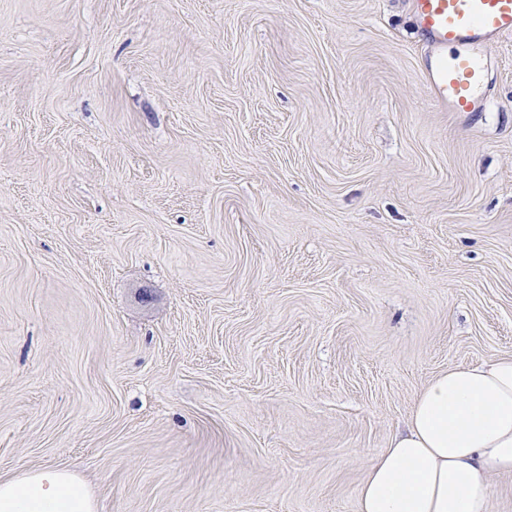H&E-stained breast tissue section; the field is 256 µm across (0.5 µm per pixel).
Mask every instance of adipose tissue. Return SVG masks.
<instances>
[{
  "mask_svg": "<svg viewBox=\"0 0 512 512\" xmlns=\"http://www.w3.org/2000/svg\"><path fill=\"white\" fill-rule=\"evenodd\" d=\"M512 473V355L435 376L406 430L370 466L359 512H486L491 472ZM0 512H96L87 483L46 466L0 477Z\"/></svg>",
  "mask_w": 512,
  "mask_h": 512,
  "instance_id": "adipose-tissue-1",
  "label": "adipose tissue"
}]
</instances>
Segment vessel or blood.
<instances>
[{"mask_svg":"<svg viewBox=\"0 0 512 512\" xmlns=\"http://www.w3.org/2000/svg\"><path fill=\"white\" fill-rule=\"evenodd\" d=\"M429 48L430 99L449 112H482L494 48L512 34V0H408Z\"/></svg>","mask_w":512,"mask_h":512,"instance_id":"vessel-or-blood-1","label":"vessel or blood"}]
</instances>
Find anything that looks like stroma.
<instances>
[{
  "label": "stroma",
  "mask_w": 512,
  "mask_h": 512,
  "mask_svg": "<svg viewBox=\"0 0 512 512\" xmlns=\"http://www.w3.org/2000/svg\"><path fill=\"white\" fill-rule=\"evenodd\" d=\"M407 0H0V477L98 512H358L512 355V36L433 107ZM87 483L66 469L46 466L0 477V512H95Z\"/></svg>",
  "instance_id": "obj_1"
}]
</instances>
